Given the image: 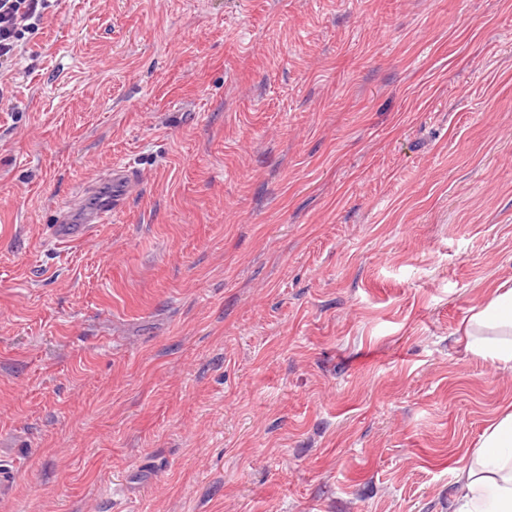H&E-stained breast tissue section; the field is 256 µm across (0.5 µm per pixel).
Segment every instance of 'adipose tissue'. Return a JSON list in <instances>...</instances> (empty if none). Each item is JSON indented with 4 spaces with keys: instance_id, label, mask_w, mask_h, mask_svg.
Masks as SVG:
<instances>
[{
    "instance_id": "adipose-tissue-1",
    "label": "adipose tissue",
    "mask_w": 512,
    "mask_h": 512,
    "mask_svg": "<svg viewBox=\"0 0 512 512\" xmlns=\"http://www.w3.org/2000/svg\"><path fill=\"white\" fill-rule=\"evenodd\" d=\"M485 330L495 331L498 341H484ZM458 340L491 363H512V284L501 283L472 307ZM455 485L452 512H512V408L490 421L477 448L457 468Z\"/></svg>"
}]
</instances>
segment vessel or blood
I'll return each mask as SVG.
<instances>
[{"label":"vessel or blood","mask_w":512,"mask_h":512,"mask_svg":"<svg viewBox=\"0 0 512 512\" xmlns=\"http://www.w3.org/2000/svg\"><path fill=\"white\" fill-rule=\"evenodd\" d=\"M139 183L140 172L136 166L128 162L113 164L107 176L96 184L84 187V195L99 197L100 203L88 211L82 221H74L67 210L57 215L51 226L54 243L64 247L91 239L105 224L111 223L113 214L122 209Z\"/></svg>","instance_id":"1"}]
</instances>
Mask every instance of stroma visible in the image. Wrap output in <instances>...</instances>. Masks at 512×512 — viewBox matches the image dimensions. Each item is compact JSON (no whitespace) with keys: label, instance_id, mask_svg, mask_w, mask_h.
<instances>
[{"label":"stroma","instance_id":"stroma-1","mask_svg":"<svg viewBox=\"0 0 512 512\" xmlns=\"http://www.w3.org/2000/svg\"><path fill=\"white\" fill-rule=\"evenodd\" d=\"M506 281L512 0H56L0 73V512H450ZM140 183V171L130 162L114 163L109 174L96 184L83 188L84 196L100 198V204L88 211L80 223L72 219L70 210H61L51 226L54 243L64 247L91 239L104 224H110L112 215L119 212L127 198ZM470 311L468 321L457 332V341L492 364L512 363V339L485 342L477 337L484 329L493 330L498 336L512 335V285L508 281L501 283L487 300Z\"/></svg>","mask_w":512,"mask_h":512}]
</instances>
